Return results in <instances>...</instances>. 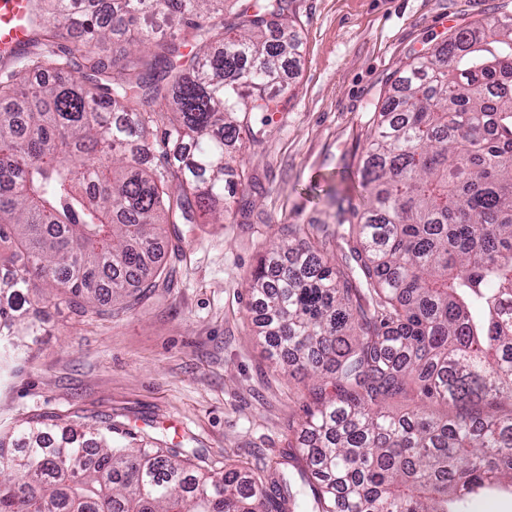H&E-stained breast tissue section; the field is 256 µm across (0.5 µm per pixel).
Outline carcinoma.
Returning <instances> with one entry per match:
<instances>
[{
	"label": "carcinoma",
	"mask_w": 512,
	"mask_h": 512,
	"mask_svg": "<svg viewBox=\"0 0 512 512\" xmlns=\"http://www.w3.org/2000/svg\"><path fill=\"white\" fill-rule=\"evenodd\" d=\"M95 1L56 51L78 0H31L26 45L47 52L8 56L0 79L1 337L42 335L36 283L121 301L162 273L164 226L247 210L226 195L245 180L229 148L243 131L259 141L249 117L278 110L279 61L299 48L290 0H232V23L226 0ZM172 1L190 57L145 16ZM118 26L139 28L152 59L114 71L96 55ZM366 141L362 203L338 204L350 262L296 239L248 284L257 339L334 387L316 389L301 458L280 454L258 482L37 416L0 428V512H465L512 487V412L498 413L512 406V18L456 29L410 63ZM398 397L420 403L394 415Z\"/></svg>",
	"instance_id": "cac0c4a2"
}]
</instances>
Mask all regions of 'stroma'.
<instances>
[{"label": "stroma", "instance_id": "1", "mask_svg": "<svg viewBox=\"0 0 512 512\" xmlns=\"http://www.w3.org/2000/svg\"><path fill=\"white\" fill-rule=\"evenodd\" d=\"M299 61L287 64L279 111L261 143L229 156L248 183L247 214L179 224L167 270L129 306L82 313L44 304L38 343L0 355V422L32 415L113 426L120 443L147 434L216 470L263 479V465L295 451L313 378L275 367L254 337L247 292L258 260L290 231L340 255L334 191L364 147L368 109L408 63L477 20L512 16V0H293Z\"/></svg>", "mask_w": 512, "mask_h": 512}]
</instances>
